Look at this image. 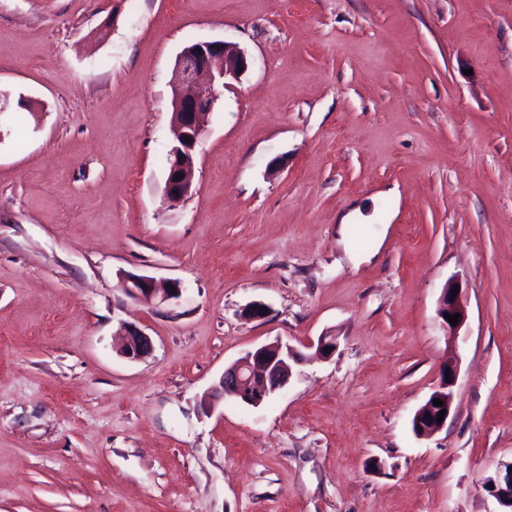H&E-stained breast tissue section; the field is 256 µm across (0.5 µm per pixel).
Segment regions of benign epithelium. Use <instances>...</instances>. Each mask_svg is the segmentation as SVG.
<instances>
[{
    "label": "benign epithelium",
    "instance_id": "obj_1",
    "mask_svg": "<svg viewBox=\"0 0 512 512\" xmlns=\"http://www.w3.org/2000/svg\"><path fill=\"white\" fill-rule=\"evenodd\" d=\"M248 68L244 51L224 41L197 42L177 56L171 79V123L176 145L170 151L164 186L170 202L176 204L192 192L196 147L205 133L204 117L213 111L228 81L240 79ZM121 287L130 297L145 304L176 301L186 291L180 280H169L161 287L155 278L135 274L124 275ZM455 288L453 283L443 288L439 301L443 324L452 331L461 327L466 317L463 292L454 296ZM447 314L459 315L458 323L451 325L445 318ZM124 336L123 357L141 360L151 353L152 339L138 327L124 326ZM300 360V354L288 344L262 345L224 370L217 392L257 407L289 383L293 365ZM457 369L458 356L451 350L438 389L412 419L415 435L425 436L444 427L445 422L437 418L442 411L450 415ZM436 399L443 401V405H434ZM484 489L502 507V512H512V462L500 464L495 476L484 482Z\"/></svg>",
    "mask_w": 512,
    "mask_h": 512
}]
</instances>
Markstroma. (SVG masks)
<instances>
[{"label":"stroma","instance_id":"35a3bbf8","mask_svg":"<svg viewBox=\"0 0 512 512\" xmlns=\"http://www.w3.org/2000/svg\"><path fill=\"white\" fill-rule=\"evenodd\" d=\"M213 40L250 65L172 204L174 64ZM0 92V512H499L512 0H0ZM277 340L286 388L216 393ZM452 350V412L416 436ZM170 286H174L177 294H173ZM121 287L133 299L145 304H164L180 299L185 292L182 281L173 279L166 281L160 288L156 279L146 275L126 274L121 279ZM453 289H459L458 295L455 296L454 300H451ZM439 314L442 318L443 324L450 330H457L461 327L466 317V306L464 302V295L461 288H458L454 283H448L443 288L439 301ZM445 314L455 315L459 314L458 323L456 326H452L449 320L445 318ZM123 328V336L126 337L120 352L124 358L141 360L151 353L153 342L149 335L133 324Z\"/></svg>","mask_w":512,"mask_h":512}]
</instances>
